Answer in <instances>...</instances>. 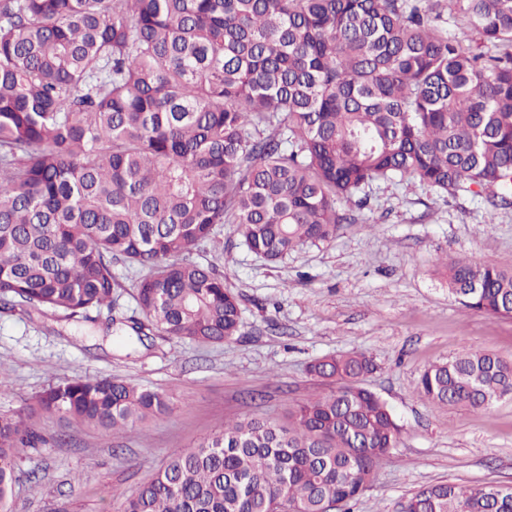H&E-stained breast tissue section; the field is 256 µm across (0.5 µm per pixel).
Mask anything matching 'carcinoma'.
Instances as JSON below:
<instances>
[{
	"label": "carcinoma",
	"instance_id": "obj_1",
	"mask_svg": "<svg viewBox=\"0 0 512 512\" xmlns=\"http://www.w3.org/2000/svg\"><path fill=\"white\" fill-rule=\"evenodd\" d=\"M463 18L481 44L448 37ZM408 176L512 206V0H0V308L92 321L112 310V264L145 330L208 345L239 330L224 276L192 259L220 224L268 262L335 237L338 207ZM466 309L512 316V265L445 263ZM363 353L310 374L336 389L290 423L244 418L116 495L117 512H325L357 499L401 428L361 381ZM419 393L487 409L512 362L465 351ZM104 432L166 415L158 391L78 376L37 394ZM49 439L0 416V512L17 460ZM407 512H512V487H421Z\"/></svg>",
	"mask_w": 512,
	"mask_h": 512
}]
</instances>
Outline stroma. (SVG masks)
Returning <instances> with one entry per match:
<instances>
[{
    "mask_svg": "<svg viewBox=\"0 0 512 512\" xmlns=\"http://www.w3.org/2000/svg\"><path fill=\"white\" fill-rule=\"evenodd\" d=\"M357 221L335 238L268 262L248 251L232 225L216 229L197 261L224 276L241 309L239 331L200 346L158 333L132 338L140 273L117 262L111 318L76 322L0 311V415L28 411L49 385L114 376L166 392L171 414L105 433L48 413L32 422L53 441L17 466L16 512H115L116 491H133L169 458L245 417L287 421L292 408L334 382L308 372L319 358L358 351L375 369L363 381L392 408L402 434L350 512H399L422 486H512V397L490 408L428 402L418 382L431 365L464 351L512 359V317L465 310L439 265L451 256L512 263V207L492 208L468 192L443 197L412 179L361 191Z\"/></svg>",
    "mask_w": 512,
    "mask_h": 512,
    "instance_id": "35a3bbf8",
    "label": "stroma"
}]
</instances>
